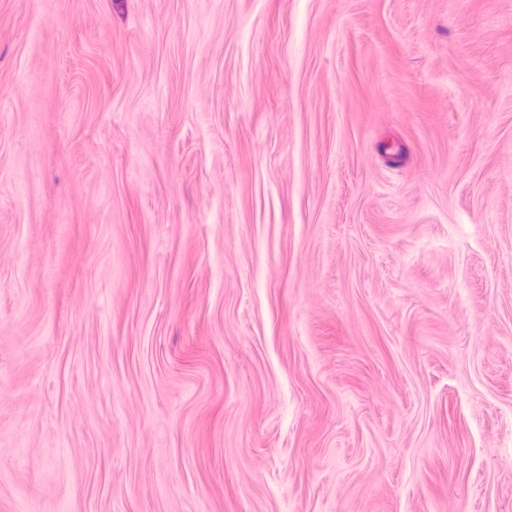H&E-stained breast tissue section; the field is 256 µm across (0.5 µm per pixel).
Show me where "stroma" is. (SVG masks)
I'll return each mask as SVG.
<instances>
[{
    "label": "stroma",
    "instance_id": "1",
    "mask_svg": "<svg viewBox=\"0 0 512 512\" xmlns=\"http://www.w3.org/2000/svg\"><path fill=\"white\" fill-rule=\"evenodd\" d=\"M0 512H512V0H0Z\"/></svg>",
    "mask_w": 512,
    "mask_h": 512
}]
</instances>
